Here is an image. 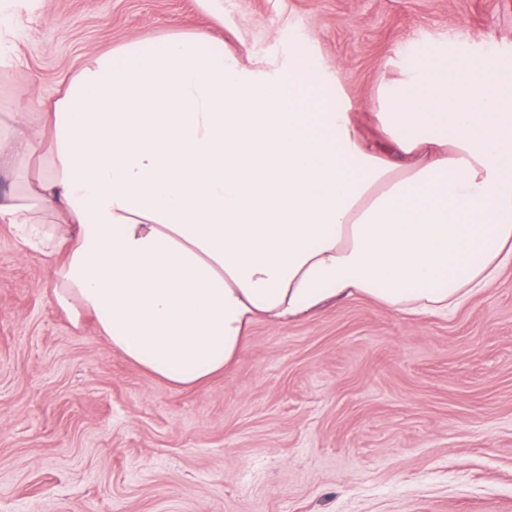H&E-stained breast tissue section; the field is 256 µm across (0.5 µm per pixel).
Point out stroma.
<instances>
[{"label": "stroma", "instance_id": "35a3bbf8", "mask_svg": "<svg viewBox=\"0 0 512 512\" xmlns=\"http://www.w3.org/2000/svg\"><path fill=\"white\" fill-rule=\"evenodd\" d=\"M0 136L82 67L205 35L246 66L305 45L369 144L381 82L434 49L496 57L512 0H0ZM51 263L0 223V512H512V266L442 318L332 300L256 322L231 368L176 388L74 329Z\"/></svg>", "mask_w": 512, "mask_h": 512}]
</instances>
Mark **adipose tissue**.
<instances>
[{
    "label": "adipose tissue",
    "instance_id": "obj_1",
    "mask_svg": "<svg viewBox=\"0 0 512 512\" xmlns=\"http://www.w3.org/2000/svg\"><path fill=\"white\" fill-rule=\"evenodd\" d=\"M374 117L384 157L301 48L246 69L205 37L135 42L55 102L49 160L0 221L50 223L56 302L175 387L328 299L448 315L512 263V86L494 58L426 51Z\"/></svg>",
    "mask_w": 512,
    "mask_h": 512
}]
</instances>
